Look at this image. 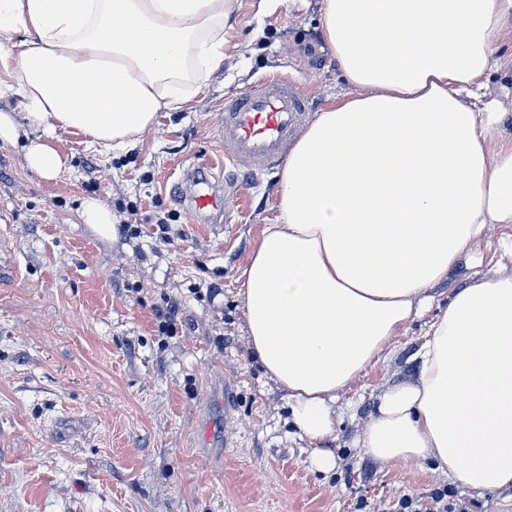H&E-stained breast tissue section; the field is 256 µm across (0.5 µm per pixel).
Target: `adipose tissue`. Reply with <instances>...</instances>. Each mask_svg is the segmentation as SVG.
<instances>
[{"instance_id": "ef3b65f1", "label": "adipose tissue", "mask_w": 512, "mask_h": 512, "mask_svg": "<svg viewBox=\"0 0 512 512\" xmlns=\"http://www.w3.org/2000/svg\"><path fill=\"white\" fill-rule=\"evenodd\" d=\"M232 0H0V142L55 181L57 130L132 149L187 81L224 61ZM320 30L350 87L289 148L278 216L242 272L251 350L286 392L314 467L336 400L493 224L512 227V0H323ZM406 382L384 387L356 444L475 490L512 484V274L457 290Z\"/></svg>"}]
</instances>
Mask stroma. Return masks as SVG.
<instances>
[{"instance_id":"35a3bbf8","label":"stroma","mask_w":512,"mask_h":512,"mask_svg":"<svg viewBox=\"0 0 512 512\" xmlns=\"http://www.w3.org/2000/svg\"><path fill=\"white\" fill-rule=\"evenodd\" d=\"M323 0H233L224 61L158 113L128 153L81 135L54 143L71 170L46 181L0 143V512H393L400 495L452 489L474 512H512V485L474 490L410 463L381 466L353 442L384 385L408 379L429 324L456 289L512 273L502 229L430 289L388 356L336 401V431L315 448L288 398L255 360L243 316V267L277 216L279 172L255 178L239 222L200 231L172 191L223 155L227 96L274 70L305 84L314 111L349 91L319 27ZM96 198L112 240L78 217ZM165 230H158V223ZM176 307L163 334L158 311Z\"/></svg>"}]
</instances>
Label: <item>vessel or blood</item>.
<instances>
[{"label":"vessel or blood","mask_w":512,"mask_h":512,"mask_svg":"<svg viewBox=\"0 0 512 512\" xmlns=\"http://www.w3.org/2000/svg\"><path fill=\"white\" fill-rule=\"evenodd\" d=\"M313 101L292 78L273 73L255 80L242 93L225 97L217 137L224 144L223 160L196 164L190 208L231 219L243 197L239 182L216 188L210 176L225 166L240 176L254 178L283 165L287 149L309 121Z\"/></svg>","instance_id":"vessel-or-blood-1"}]
</instances>
